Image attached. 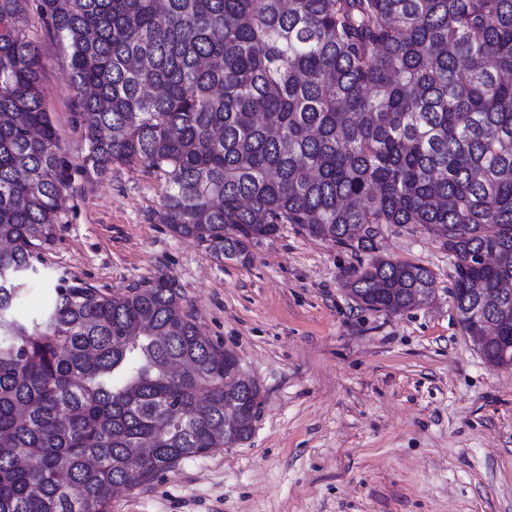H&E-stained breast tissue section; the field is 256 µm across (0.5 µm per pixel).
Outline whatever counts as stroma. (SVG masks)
I'll return each instance as SVG.
<instances>
[{
    "mask_svg": "<svg viewBox=\"0 0 512 512\" xmlns=\"http://www.w3.org/2000/svg\"><path fill=\"white\" fill-rule=\"evenodd\" d=\"M44 106L71 179L56 238L21 308L66 279L109 294L166 274L200 329L260 388L251 437L180 460L116 495L110 512H512V368L487 364L450 297L451 259L420 226L383 225L379 254L417 263L435 297L396 314L359 307L342 285L359 254L293 225L251 262L164 224L165 181L136 165L86 170L69 57L27 0Z\"/></svg>",
    "mask_w": 512,
    "mask_h": 512,
    "instance_id": "1",
    "label": "stroma"
}]
</instances>
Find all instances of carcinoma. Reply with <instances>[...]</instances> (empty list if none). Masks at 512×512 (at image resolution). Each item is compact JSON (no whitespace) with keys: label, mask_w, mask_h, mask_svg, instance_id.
<instances>
[{"label":"carcinoma","mask_w":512,"mask_h":512,"mask_svg":"<svg viewBox=\"0 0 512 512\" xmlns=\"http://www.w3.org/2000/svg\"><path fill=\"white\" fill-rule=\"evenodd\" d=\"M69 48L85 163L160 173L163 221L247 263L283 224L367 263L343 286L395 314L426 267L375 255L417 224L512 336V0H40ZM19 0H0V512H108L131 484L250 438L260 389L169 278L108 295L60 279L35 314L22 278L53 244L69 168ZM501 365L502 340L477 343Z\"/></svg>","instance_id":"1"}]
</instances>
